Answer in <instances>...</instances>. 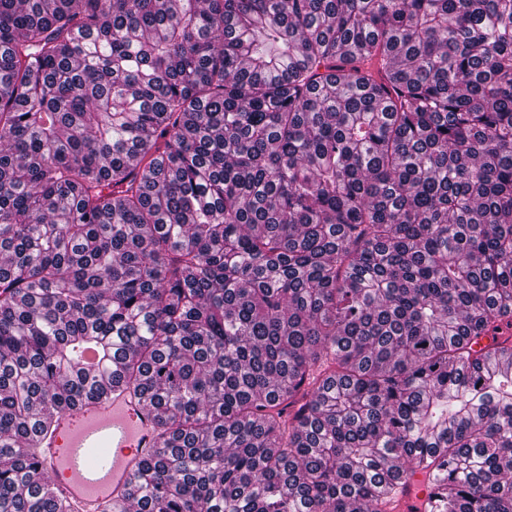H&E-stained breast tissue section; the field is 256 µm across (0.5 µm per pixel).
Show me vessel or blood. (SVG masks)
<instances>
[{
	"mask_svg": "<svg viewBox=\"0 0 512 512\" xmlns=\"http://www.w3.org/2000/svg\"><path fill=\"white\" fill-rule=\"evenodd\" d=\"M158 446L156 425L142 403L113 389L108 399L62 412L40 433L31 452L75 512H99L103 502L124 507L139 464ZM427 496L406 484L393 512H419Z\"/></svg>",
	"mask_w": 512,
	"mask_h": 512,
	"instance_id": "obj_1",
	"label": "vessel or blood"
}]
</instances>
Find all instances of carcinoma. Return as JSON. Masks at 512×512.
<instances>
[{
  "mask_svg": "<svg viewBox=\"0 0 512 512\" xmlns=\"http://www.w3.org/2000/svg\"><path fill=\"white\" fill-rule=\"evenodd\" d=\"M508 316L512 0H0V512L105 380L123 512H512ZM426 496L427 492L421 485H414L412 482H409L402 488L393 512L422 510L421 504Z\"/></svg>",
  "mask_w": 512,
  "mask_h": 512,
  "instance_id": "carcinoma-1",
  "label": "carcinoma"
}]
</instances>
